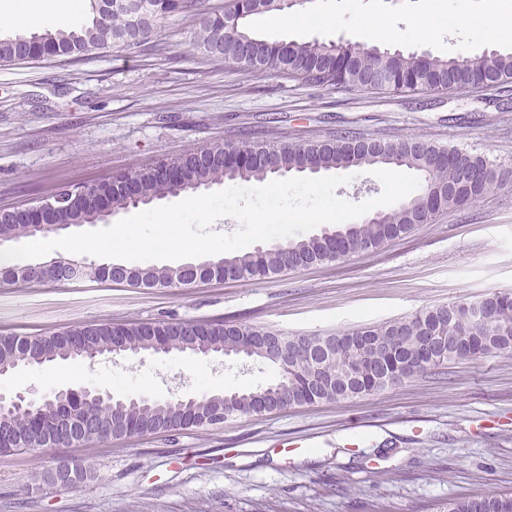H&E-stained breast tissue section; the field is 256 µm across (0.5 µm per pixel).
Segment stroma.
<instances>
[{
    "label": "stroma",
    "mask_w": 512,
    "mask_h": 512,
    "mask_svg": "<svg viewBox=\"0 0 512 512\" xmlns=\"http://www.w3.org/2000/svg\"><path fill=\"white\" fill-rule=\"evenodd\" d=\"M229 2L198 0L138 48L0 63V209L206 144L304 143L344 131L455 145L512 171V108L499 104L495 90L339 92L275 73L245 74L191 45L200 12L224 11ZM360 6L389 16L382 46L457 52L438 16L427 36L408 37L419 0ZM268 20L253 16L251 26L270 41L364 40L341 18L297 31ZM491 291L512 292V180L378 248L268 279L165 289L0 283V334L168 319L337 333ZM276 376L272 366L219 353L208 360L172 353L25 367L0 375V394L47 397L72 387L187 399ZM355 431L359 445L346 446ZM70 456L88 459L94 478L73 488L44 483V473ZM491 490L512 492V353L451 364L341 404L0 455V512H439L448 499Z\"/></svg>",
    "instance_id": "1"
}]
</instances>
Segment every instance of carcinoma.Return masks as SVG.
Returning <instances> with one entry per match:
<instances>
[{"instance_id": "carcinoma-1", "label": "carcinoma", "mask_w": 512, "mask_h": 512, "mask_svg": "<svg viewBox=\"0 0 512 512\" xmlns=\"http://www.w3.org/2000/svg\"><path fill=\"white\" fill-rule=\"evenodd\" d=\"M120 0H90L91 17L80 27L56 32L32 33L0 39V61L22 60V46H34L51 56L81 58L97 50L117 46H140L125 42L132 20ZM154 16L151 36L161 32L168 17L191 10L194 0H146ZM282 0H231L229 10L211 13L199 21L193 46L208 51L211 39L224 36V62L248 74L277 72L308 85L338 91L424 90L463 91L470 87H494L499 96L512 95V52L438 57L416 52L390 51L376 45L336 41H290L283 47L256 32L249 19L271 11H283ZM359 133L302 144L271 145L261 142L226 141L202 145L167 166L180 177L163 176L154 164L133 171L139 186L140 205L166 197L189 196L224 182H264L288 173L312 170L339 171L363 167L394 166L417 171L421 185L417 194L383 212L374 222L329 229L336 248L357 253L376 248L430 220L419 208L430 192H437L435 213L454 211L483 198L505 179L484 156L453 145L426 142L416 137L383 141L375 150L363 144ZM108 200L113 212L134 207L131 198L101 181L89 193L60 214L67 224H103L98 200ZM21 214L0 215V238L39 240ZM325 237L316 234L288 240L282 246L253 252L226 254L222 265L191 269L186 265L130 268L123 282L131 288H172L198 279L255 278L278 275L286 270L335 261ZM8 283L73 281L65 268L37 269L30 264L0 267ZM275 332L266 327L224 321H157L120 325L85 324L53 336H0V371L22 365L56 361H84L112 353L120 345L128 354L164 346L171 353L205 348L211 351L252 349L250 358L271 366L275 362L260 351L265 337ZM280 340L294 353L288 373L272 384L254 390L202 394L193 400L135 399L101 401L91 398L79 404L81 412L101 433L152 434L197 428L215 410L224 416L260 414V397L288 406L341 402L383 391L451 361H478L512 352V292H489L472 302L450 301L420 310L405 318L376 325L349 328L337 334L284 336ZM58 400H44L30 412L0 413V452L9 448L40 452L57 448L54 438L68 432L70 424L59 418ZM443 512H512V493L491 492L480 497L448 501Z\"/></svg>"}]
</instances>
